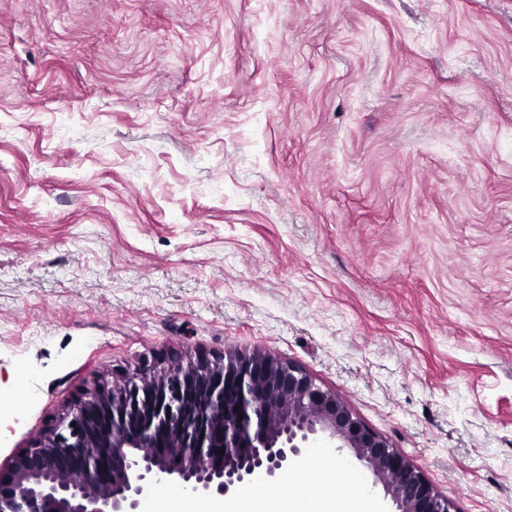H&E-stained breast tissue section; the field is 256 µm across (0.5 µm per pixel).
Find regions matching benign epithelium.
Here are the masks:
<instances>
[{
	"label": "benign epithelium",
	"mask_w": 512,
	"mask_h": 512,
	"mask_svg": "<svg viewBox=\"0 0 512 512\" xmlns=\"http://www.w3.org/2000/svg\"><path fill=\"white\" fill-rule=\"evenodd\" d=\"M317 438L369 470L393 512H451L341 397L259 347L84 392L0 468V512H142L152 486L222 499L279 480Z\"/></svg>",
	"instance_id": "benign-epithelium-1"
}]
</instances>
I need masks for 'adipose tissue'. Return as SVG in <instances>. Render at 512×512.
Instances as JSON below:
<instances>
[{"instance_id":"ef3b65f1","label":"adipose tissue","mask_w":512,"mask_h":512,"mask_svg":"<svg viewBox=\"0 0 512 512\" xmlns=\"http://www.w3.org/2000/svg\"><path fill=\"white\" fill-rule=\"evenodd\" d=\"M323 477L348 482L352 487L350 496L341 499L325 491L303 494L304 486ZM287 480L284 488L258 481L236 498L221 502L168 493L158 498L160 512H379L377 504L362 492L357 476L337 469L325 450H315L289 471Z\"/></svg>"}]
</instances>
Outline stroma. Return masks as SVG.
<instances>
[{
    "mask_svg": "<svg viewBox=\"0 0 512 512\" xmlns=\"http://www.w3.org/2000/svg\"><path fill=\"white\" fill-rule=\"evenodd\" d=\"M228 346L512 512V0H0V466Z\"/></svg>",
    "mask_w": 512,
    "mask_h": 512,
    "instance_id": "obj_1",
    "label": "stroma"
}]
</instances>
